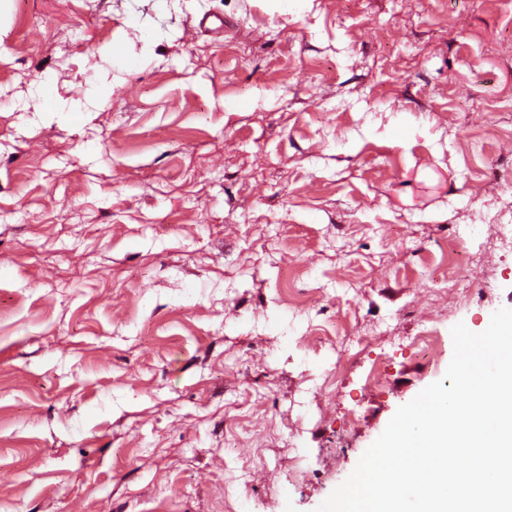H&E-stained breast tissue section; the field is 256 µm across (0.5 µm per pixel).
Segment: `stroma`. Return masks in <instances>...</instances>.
Returning <instances> with one entry per match:
<instances>
[{
  "label": "stroma",
  "instance_id": "stroma-1",
  "mask_svg": "<svg viewBox=\"0 0 512 512\" xmlns=\"http://www.w3.org/2000/svg\"><path fill=\"white\" fill-rule=\"evenodd\" d=\"M497 232L512 0H0V512H315Z\"/></svg>",
  "mask_w": 512,
  "mask_h": 512
}]
</instances>
